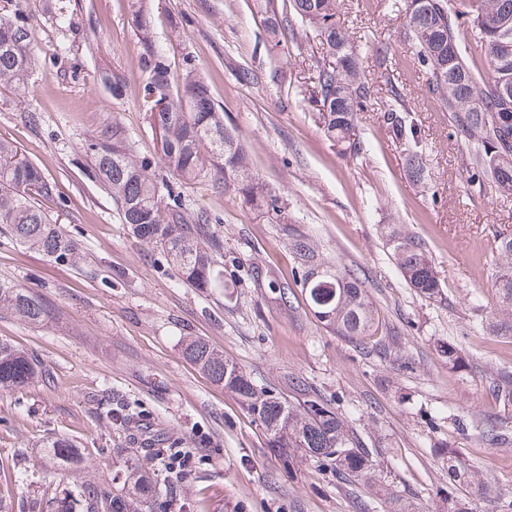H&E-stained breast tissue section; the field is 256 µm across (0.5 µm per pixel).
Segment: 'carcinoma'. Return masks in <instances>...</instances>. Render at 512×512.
I'll return each instance as SVG.
<instances>
[{
    "instance_id": "cac0c4a2",
    "label": "carcinoma",
    "mask_w": 512,
    "mask_h": 512,
    "mask_svg": "<svg viewBox=\"0 0 512 512\" xmlns=\"http://www.w3.org/2000/svg\"><path fill=\"white\" fill-rule=\"evenodd\" d=\"M411 0L406 34L412 41L417 63L427 74L426 92L449 113L454 134L474 149L473 165L484 184L512 195V97L498 94V85L512 84V59L499 58L502 37L512 44V0H432L421 14ZM342 0H281L270 3L267 30L275 37L306 24L320 37L327 60L317 66L311 102L327 113L326 136L342 153L358 155L364 148L359 115L371 101L369 82L360 74L358 56L349 30L340 22ZM129 24L142 47L140 68L147 75L145 98L149 124L159 138L161 158L172 181L158 185L148 173L149 164L133 155L132 145L117 124L111 135L87 145L91 174L112 196L122 223L138 238L159 247L182 280L193 288H217L224 284V269L217 256L224 250L221 237L203 217L185 215L181 192L184 184L208 181L241 199L249 210L277 224L285 223L279 197L264 189L252 171L248 153L238 135L224 128V114L210 98L208 88L192 67L172 73L164 55L156 49L151 21L141 0H132ZM465 26L471 40L460 53L454 51L456 32ZM31 31L23 15L0 16V86L20 85L36 69L31 52ZM391 100L383 123L405 147L408 174L424 177L423 148L413 121L408 119L402 93L386 77ZM57 185L26 158L13 142L0 137V226L15 241L58 260L75 249L53 219L50 203ZM393 259L407 285L431 298L440 291L431 257L422 243L402 227L388 234ZM290 249L294 274L300 277L308 306L336 335L365 342L378 335L375 303L355 273L323 258L313 241L292 232ZM495 288L501 315L487 321L486 330L512 338V234L497 236ZM0 308L29 325L48 317L46 302L25 288L0 282ZM186 358L213 382L224 386L253 416L264 431L268 447L288 456V451L321 465H333L366 480L375 470L357 434L350 429L303 380L293 378L289 392L259 389L237 364L224 358L199 338L185 341ZM39 374L36 359L9 343L0 342V390L27 384ZM503 412L512 414V371L498 372L491 381ZM105 417L122 428L139 422L138 412L125 406H107ZM56 464L77 461L75 444L55 438L44 444ZM163 448H146L130 457L112 478L109 487L82 482L55 490L39 506L46 512H146L161 509L160 487L173 488L187 481L189 473L176 469L158 479L151 460Z\"/></svg>"
}]
</instances>
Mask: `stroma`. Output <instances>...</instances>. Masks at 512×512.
I'll return each mask as SVG.
<instances>
[{"label":"stroma","mask_w":512,"mask_h":512,"mask_svg":"<svg viewBox=\"0 0 512 512\" xmlns=\"http://www.w3.org/2000/svg\"><path fill=\"white\" fill-rule=\"evenodd\" d=\"M409 2H343L372 91L359 118L364 150L352 156L339 153L308 101L325 52L305 26L274 47L266 0H145L172 72L189 65L200 73L288 216L271 224L212 184L182 188L187 214H207L224 241V285L202 292L179 281L161 249L131 235L87 166L85 144L117 124L149 173L171 179L148 123L128 0H19L39 64L24 84L0 87V137L56 182L51 207L77 250L57 260L0 234V282L50 308L38 326L0 313V342L43 368L27 385L0 391V499L12 512H31V500L49 499L58 484L111 482L126 456L152 444L196 447L206 457L168 494L167 512H448L452 500L465 512H502L512 500V442L482 436L503 416L489 381L512 368V338L485 331L497 305L494 240L512 233V195L471 186L468 150L428 97L406 36ZM245 67L257 81L240 80ZM389 68L424 149L421 182L408 177L403 148L383 122ZM105 71L123 79L121 96L102 83ZM388 224L426 244L438 296L406 284ZM292 228L361 279L380 316L376 341L349 342L314 318L292 276ZM188 336L259 385L280 390L299 376L317 388L370 448L378 480L298 459L283 465L239 401L185 357ZM450 341L469 359L467 372L449 369ZM109 402L140 410L141 426L124 430L94 414ZM54 437L81 450L77 466L56 471L45 461L43 445ZM452 453L470 464L468 483L450 480ZM486 481L497 495L484 494Z\"/></svg>","instance_id":"1"}]
</instances>
